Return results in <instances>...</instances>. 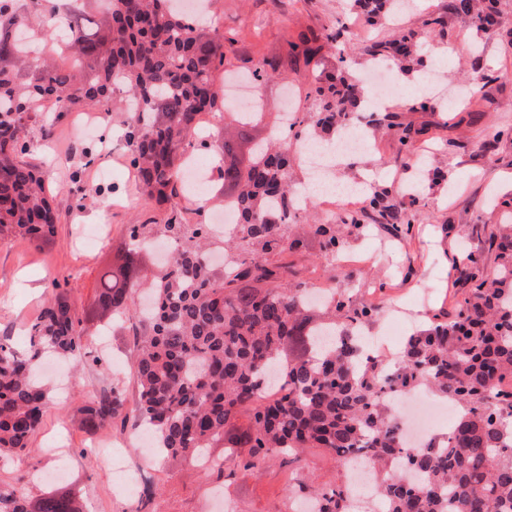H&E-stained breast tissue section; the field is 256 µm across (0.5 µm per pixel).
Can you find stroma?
Wrapping results in <instances>:
<instances>
[{
	"instance_id": "1",
	"label": "stroma",
	"mask_w": 512,
	"mask_h": 512,
	"mask_svg": "<svg viewBox=\"0 0 512 512\" xmlns=\"http://www.w3.org/2000/svg\"><path fill=\"white\" fill-rule=\"evenodd\" d=\"M503 32L478 31L469 17L457 14L452 0H408L396 23L371 25L353 14L349 0H212L211 17L235 38L226 66L238 72L263 56L288 60L285 78L260 83L263 121L250 129L254 139L267 136L277 122L276 108L293 98L298 111L317 112L312 91L316 78L326 72L360 79L371 60L362 52L370 41H388L414 31L420 50L435 62L442 78L440 90L427 88L425 74L405 62L393 67L391 80L400 93L373 112H353V120L371 133L367 150L337 159L333 175L342 182L366 184L368 177L400 192L404 207H415L421 222L409 232H394L391 225L374 224L365 235L350 234L345 249L328 261L318 249L303 256L289 255L309 290L324 286L325 266L335 265L346 296L354 303L391 308L419 295L413 318L422 328L433 318L445 319L452 298L469 289L460 279L458 265L472 251L481 253L485 268L497 267L489 235L503 233L498 202L512 200V0H496ZM359 27V35H346L336 51L312 61L288 59L289 42L321 36L338 22ZM452 47L449 56L441 55ZM347 66H340V59ZM490 83H483V76ZM78 112H44L35 124L27 162L40 168L55 191L61 214L56 235L36 245L24 239L0 243V337H8L20 353L29 349V329L49 295V282L67 280L68 296L86 329L91 361L69 365L46 361L40 380L67 379L63 396L47 404L28 455L0 454V486L23 485L31 503L59 489L73 493L83 512H296L300 499L289 496L287 482L323 487L344 482L343 466L319 448L305 449L294 466L281 459L266 461L254 471L236 470L227 448L209 454L235 469L224 480L204 472L197 461L174 466L155 461L150 449L137 444L130 424L89 435L79 427L78 409L119 387L127 404H134L138 387L132 364L133 330L130 325L99 332L96 280L101 267L111 264L118 248L128 240L130 225H143L146 234L160 236L172 208H180L192 222L200 216L185 194L158 206L145 205L122 146V115H97L100 137L78 133ZM418 136L401 144L403 126ZM81 208H73L74 197ZM107 223L104 241L86 242L85 226ZM125 443L132 470L142 482L157 485L148 504H141L117 474L98 466L95 457L108 439Z\"/></svg>"
}]
</instances>
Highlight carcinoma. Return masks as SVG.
<instances>
[{
  "mask_svg": "<svg viewBox=\"0 0 512 512\" xmlns=\"http://www.w3.org/2000/svg\"><path fill=\"white\" fill-rule=\"evenodd\" d=\"M399 0H355L370 21L394 10ZM456 10L473 16L477 28L498 26L493 4L457 0ZM25 25L13 0H0V241L26 238L42 244L55 234L60 213L41 172L24 162L32 145L29 122L40 112H76L114 105L125 95L139 112L125 121L138 187L145 204L177 196L186 145L203 114L226 111L225 49L232 34L183 15L175 0H109L98 15L68 19L65 63H31ZM345 26L321 38L289 44V54L309 61L340 42ZM282 60L261 58L255 80L283 75ZM321 110L296 117L290 127L314 136L336 126L357 105L360 91L331 77L314 89ZM253 121L224 126L221 179L224 201L236 205L224 249L248 257L219 273L207 262L210 244L202 223L178 216L164 225L180 250L152 279V310L140 315L136 288L147 279L144 241L130 225L131 246L116 268L100 276L98 309L114 318H136L134 376L139 394L131 410L135 424L149 427L160 455L169 461L196 459L198 450L222 443L246 448L235 453L249 471L267 457L299 460L306 448H323L334 459L358 452L380 472L376 496L385 512H512V234L494 237L501 263L484 269L469 253L470 293L454 303L448 320L410 335L397 360L364 357L357 330L379 309L339 296L324 305L330 323L317 321L291 266L275 260L317 242L326 256L345 245L334 224L295 223L289 144L278 134L266 142L244 139ZM373 188L365 209L389 224H413L417 213ZM55 298L29 332L30 355L16 354L0 340V451H31L50 391L33 378L40 356L50 353L81 362L88 358L85 328L59 280ZM426 387L454 402L459 412L442 437L410 450L391 417L383 393ZM124 399L115 390L79 409L88 434L112 425ZM246 417L245 427L236 426ZM400 467L413 482L387 472ZM306 492L288 485V493ZM308 493V492H306ZM351 489L339 483L308 493L315 512H349ZM0 512H30L15 487L0 490ZM36 512H79L67 492L39 502Z\"/></svg>",
  "mask_w": 512,
  "mask_h": 512,
  "instance_id": "obj_1",
  "label": "carcinoma"
}]
</instances>
